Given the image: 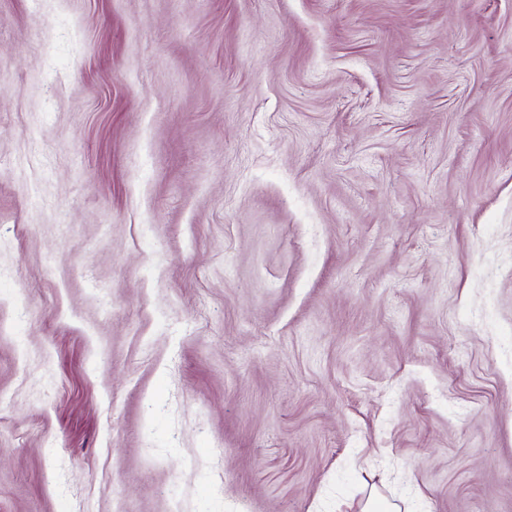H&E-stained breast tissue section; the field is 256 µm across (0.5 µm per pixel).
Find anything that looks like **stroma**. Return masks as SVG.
Instances as JSON below:
<instances>
[{"label":"stroma","instance_id":"1","mask_svg":"<svg viewBox=\"0 0 512 512\" xmlns=\"http://www.w3.org/2000/svg\"><path fill=\"white\" fill-rule=\"evenodd\" d=\"M512 512V0H0V512Z\"/></svg>","mask_w":512,"mask_h":512}]
</instances>
